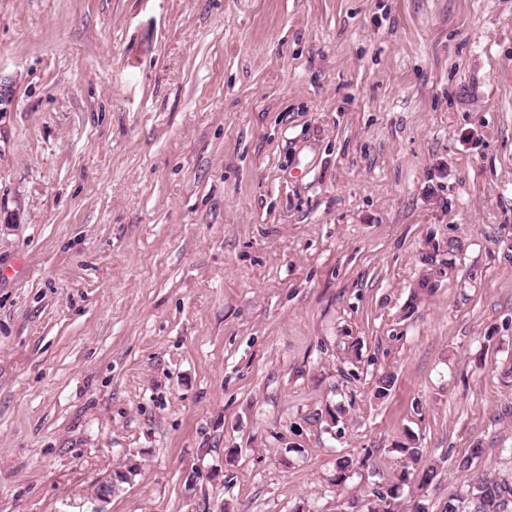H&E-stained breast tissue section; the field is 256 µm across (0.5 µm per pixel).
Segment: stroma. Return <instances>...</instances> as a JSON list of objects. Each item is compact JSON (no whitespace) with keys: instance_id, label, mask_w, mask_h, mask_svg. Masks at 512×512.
<instances>
[{"instance_id":"obj_1","label":"stroma","mask_w":512,"mask_h":512,"mask_svg":"<svg viewBox=\"0 0 512 512\" xmlns=\"http://www.w3.org/2000/svg\"><path fill=\"white\" fill-rule=\"evenodd\" d=\"M0 89V512L512 476V0H0Z\"/></svg>"}]
</instances>
